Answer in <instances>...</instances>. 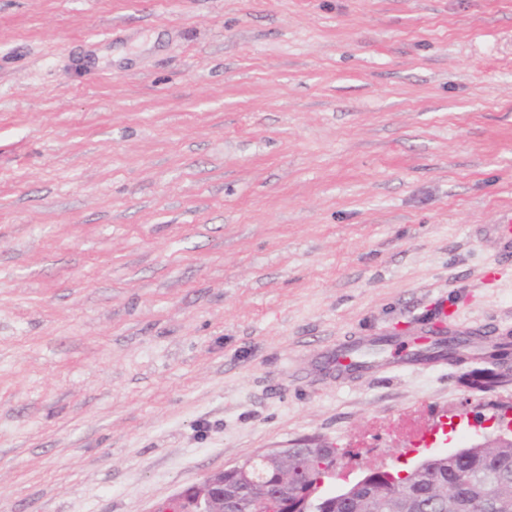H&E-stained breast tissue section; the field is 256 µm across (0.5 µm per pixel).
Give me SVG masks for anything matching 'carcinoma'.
<instances>
[{
    "instance_id": "cac0c4a2",
    "label": "carcinoma",
    "mask_w": 512,
    "mask_h": 512,
    "mask_svg": "<svg viewBox=\"0 0 512 512\" xmlns=\"http://www.w3.org/2000/svg\"><path fill=\"white\" fill-rule=\"evenodd\" d=\"M468 341L448 339V355L456 363L469 359ZM512 344L499 341L483 358L507 366ZM336 448H296L270 467L257 466L250 486L232 472H224V509L265 498L270 512H295V502L329 480L336 462ZM384 499L383 512H475L476 504L486 500L493 512H512V443L496 445L489 441L483 448L467 445L440 456L424 459L420 468L402 476L387 470H374L364 483H356L347 494L320 498L317 512H370L376 508L372 496Z\"/></svg>"
}]
</instances>
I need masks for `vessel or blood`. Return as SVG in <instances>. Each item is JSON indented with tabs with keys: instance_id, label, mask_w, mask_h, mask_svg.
Segmentation results:
<instances>
[{
	"instance_id": "vessel-or-blood-1",
	"label": "vessel or blood",
	"mask_w": 512,
	"mask_h": 512,
	"mask_svg": "<svg viewBox=\"0 0 512 512\" xmlns=\"http://www.w3.org/2000/svg\"><path fill=\"white\" fill-rule=\"evenodd\" d=\"M403 349L408 363H417L424 349L407 344L395 336H358L337 341L335 352L336 375L348 379L350 375L375 368L376 355Z\"/></svg>"
}]
</instances>
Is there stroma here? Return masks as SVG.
<instances>
[{
    "label": "stroma",
    "mask_w": 512,
    "mask_h": 512,
    "mask_svg": "<svg viewBox=\"0 0 512 512\" xmlns=\"http://www.w3.org/2000/svg\"><path fill=\"white\" fill-rule=\"evenodd\" d=\"M512 0H0V512H159L310 440L330 487L512 380ZM412 422L429 439L413 440ZM421 344L429 345L424 348L415 347ZM467 345V339L446 338V336L417 337L410 344L395 336H358L338 340L335 352L336 375L339 379L346 380L352 374L378 367L379 362L372 358L388 351L393 355L398 347L403 349L410 365L417 363L425 355L426 349L437 346L436 354L439 360L448 361V364L454 365L448 358L449 355L457 364H463L469 359L464 350Z\"/></svg>",
    "instance_id": "1"
}]
</instances>
